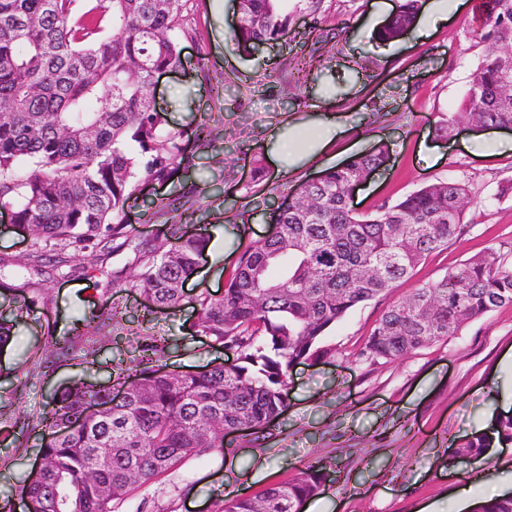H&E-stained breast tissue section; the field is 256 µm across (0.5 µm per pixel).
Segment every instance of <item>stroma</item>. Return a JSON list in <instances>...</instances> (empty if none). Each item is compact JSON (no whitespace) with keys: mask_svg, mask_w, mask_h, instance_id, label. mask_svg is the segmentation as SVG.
I'll return each instance as SVG.
<instances>
[{"mask_svg":"<svg viewBox=\"0 0 512 512\" xmlns=\"http://www.w3.org/2000/svg\"><path fill=\"white\" fill-rule=\"evenodd\" d=\"M480 3L466 0L463 10L437 22L428 36L411 31L382 43L375 38L372 0H321L315 9L309 0H283L287 33L247 55L230 42L238 0H183L192 36L180 41L182 69L157 78L154 100L185 141H192L200 118H208L211 144L192 146L191 166L173 182L145 186L128 219L143 235L164 238L166 228L153 212L178 188H192L198 202L188 229H205L217 239L175 310L146 314L138 290L113 287V269L126 262L122 254L84 250L45 282L41 306L15 319L10 343L0 352L1 501L16 498L45 437L43 427L18 428V417L45 416L54 395L74 381L114 385L118 369L133 366L144 337H165L164 362L171 370L198 371L230 359V352L188 334L195 295L223 294L240 246L271 232V206L303 181L380 142L392 149L389 166L356 189L353 207L369 213L422 183L460 179L474 192L464 233L386 297L336 324L326 338L335 358L289 371L288 409L264 437L225 436L223 451L184 459L130 494L115 512H218L229 490L241 485L256 495L317 461L335 468L319 496L324 512H418L426 504L452 512L456 481L448 467L472 477L512 473V447L490 449L467 463L454 456L460 440L512 413V306L395 364L356 357L392 302L476 254L512 243V151L477 148L471 132L450 142L435 134L442 117L465 107L482 51ZM315 28L329 40L310 67L298 69L295 54ZM332 116L341 131L323 150L290 166L275 163L276 128L294 127L303 144ZM431 145L436 153H428ZM258 164L264 168L260 180L253 172ZM32 243L0 210V254L15 261L0 279L23 283L22 264ZM108 307L120 315L114 336L95 337L92 346L77 345L66 359L36 367L73 317Z\"/></svg>","mask_w":512,"mask_h":512,"instance_id":"stroma-1","label":"stroma"}]
</instances>
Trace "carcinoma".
Returning <instances> with one entry per match:
<instances>
[{
	"instance_id": "obj_1",
	"label": "carcinoma",
	"mask_w": 512,
	"mask_h": 512,
	"mask_svg": "<svg viewBox=\"0 0 512 512\" xmlns=\"http://www.w3.org/2000/svg\"><path fill=\"white\" fill-rule=\"evenodd\" d=\"M0 0V208L34 237L25 269L38 279L69 263V247L133 253L126 283L145 308L181 305L209 239L176 220L194 205V190L160 206L170 217L163 240L144 238L126 223L140 187L171 179L191 165L181 135L167 128L147 88L181 67L172 32L183 26L181 0ZM282 0H242L231 42L248 54L280 39L288 15ZM479 33L484 54L466 92V109L436 125L449 137L463 124L512 126V96L502 80L512 68V0H485ZM421 0H405L377 32L396 40L415 24ZM380 143L363 155L302 182L291 202L270 212L273 231L238 252L224 295L195 296L193 335L235 359L173 382L161 364L166 345L151 336L140 346L134 385L119 401L109 388L77 381L40 424L51 440L39 450L42 471L20 488L24 512H114L135 489L152 484L188 456L223 450L224 437L265 429L288 406V369L335 354L328 331L355 309L382 298L429 255L464 231L469 183L426 182L372 213H357L346 191L365 172L387 164ZM512 306V265L490 249L389 305L359 350L363 360L396 363L458 336L470 323ZM108 309L74 322L42 358H67L88 336L112 335ZM512 445V416L470 438L458 452L478 459ZM329 477L307 465L292 482L224 501L221 512H302Z\"/></svg>"
}]
</instances>
